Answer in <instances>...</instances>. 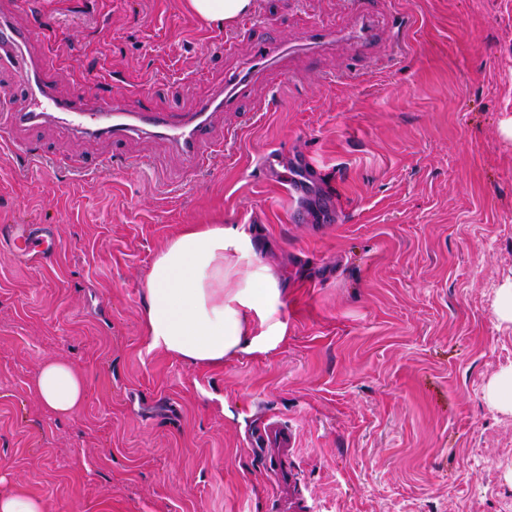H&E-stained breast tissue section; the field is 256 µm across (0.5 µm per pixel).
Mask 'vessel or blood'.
Returning a JSON list of instances; mask_svg holds the SVG:
<instances>
[{
    "mask_svg": "<svg viewBox=\"0 0 512 512\" xmlns=\"http://www.w3.org/2000/svg\"><path fill=\"white\" fill-rule=\"evenodd\" d=\"M342 35L362 43L372 37L373 31L364 23L344 34L321 25L311 29L307 46L309 50L318 52ZM40 40L37 31L16 27L8 11H0L1 57L13 58L17 48L33 45ZM21 68L29 83V97L25 111L14 113L15 125L26 126L54 118L63 120L79 132L102 136L112 144L111 153L99 159V165L104 169L110 168L116 157L123 158L128 164L140 165V158L126 154L124 150L127 139L135 134L166 140L183 156L189 169L204 166L212 154L223 150L238 135L237 130L229 129L222 137H214L213 109L232 105L247 91L253 80L249 74L238 77L227 89L219 90L212 98L201 103L197 111L159 112L109 97L58 96L49 78L51 63L40 52L30 54ZM2 238L9 239L21 255L35 259L53 250L56 243L52 228L34 224H1ZM295 443L296 437L287 425L271 420L265 422L262 433L251 442L252 447L271 450V462L277 467V478L286 487L292 481L287 450Z\"/></svg>",
    "mask_w": 512,
    "mask_h": 512,
    "instance_id": "obj_1",
    "label": "vessel or blood"
}]
</instances>
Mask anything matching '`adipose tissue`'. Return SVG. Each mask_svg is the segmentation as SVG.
<instances>
[{
  "mask_svg": "<svg viewBox=\"0 0 512 512\" xmlns=\"http://www.w3.org/2000/svg\"><path fill=\"white\" fill-rule=\"evenodd\" d=\"M201 22L232 23L249 13L253 0H187ZM230 230L220 224H193L170 240L147 278L143 322L149 346L193 364H222L225 357L258 348L252 329L265 325L267 306L279 294L265 272L237 282L224 264ZM51 413H72L82 402L85 379L70 364L52 359L34 384Z\"/></svg>",
  "mask_w": 512,
  "mask_h": 512,
  "instance_id": "obj_1",
  "label": "adipose tissue"
}]
</instances>
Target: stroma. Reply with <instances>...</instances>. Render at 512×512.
Listing matches in <instances>:
<instances>
[{
    "instance_id": "35a3bbf8",
    "label": "stroma",
    "mask_w": 512,
    "mask_h": 512,
    "mask_svg": "<svg viewBox=\"0 0 512 512\" xmlns=\"http://www.w3.org/2000/svg\"><path fill=\"white\" fill-rule=\"evenodd\" d=\"M11 17L49 32L58 95L160 111L195 110L257 45L295 55L217 112L237 142L190 172L146 136L127 145L146 165L102 170L103 141L13 127L27 88L0 60V225L58 239L41 262L0 243V487L46 512H279L249 445L271 416L297 435L308 512H512V408L493 396L512 371V0H377L372 41L317 56L308 29L349 30L356 0H255L244 34L184 0H16ZM189 224L235 230L240 274L277 280L283 339L219 366L150 348L147 276ZM51 358L86 379L66 416L32 391Z\"/></svg>"
}]
</instances>
